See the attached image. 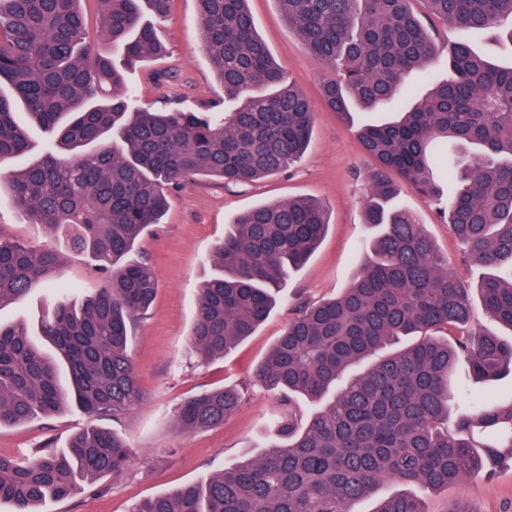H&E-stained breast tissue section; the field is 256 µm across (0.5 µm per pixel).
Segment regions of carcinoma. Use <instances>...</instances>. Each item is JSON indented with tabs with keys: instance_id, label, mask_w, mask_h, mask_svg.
<instances>
[{
	"instance_id": "cac0c4a2",
	"label": "carcinoma",
	"mask_w": 512,
	"mask_h": 512,
	"mask_svg": "<svg viewBox=\"0 0 512 512\" xmlns=\"http://www.w3.org/2000/svg\"><path fill=\"white\" fill-rule=\"evenodd\" d=\"M82 0H0V192L22 223L86 254L98 287L57 293L33 328L0 323V426L75 407L122 419L144 399L129 353L131 332L157 293L149 257H132L161 219L169 193L196 177L226 185L288 170L307 149L316 107L285 83L258 37L248 0H197L203 49L224 96L200 111L180 106L178 78L161 108L134 104L125 72L161 58L157 27L173 0H98L105 50L86 45ZM288 27L317 60L338 71L325 106L394 105L411 71L437 54L409 0H277ZM449 30L512 46V0H422ZM452 77L398 119L357 131L379 167L368 176L364 223L369 256L334 299L303 304L259 365L257 377L288 404L273 440L255 459L205 483L135 503L129 512H354L386 483L446 488L512 457V406L478 398L455 413L451 375L463 359L478 381L512 370V340L468 332L475 303L512 330V65L470 42L454 43ZM456 142L460 156L438 150ZM442 165L457 180L444 194ZM405 182L432 199L464 249L491 273L471 288L448 267L415 216L395 204ZM328 221L311 198L256 206L212 253L218 273L200 288L188 345L222 356L253 334L273 306L271 289L317 248ZM61 253L0 233V310L36 285H51ZM420 339L380 355L405 336ZM366 371H347L368 359ZM317 406L309 417L297 400ZM242 403L212 389L178 410L187 429L220 425ZM132 449L115 429L87 428L63 448L0 455V504L38 512L98 487L128 467ZM376 512H423L411 494H391Z\"/></svg>"
}]
</instances>
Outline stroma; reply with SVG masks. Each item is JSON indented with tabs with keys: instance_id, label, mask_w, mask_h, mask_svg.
I'll return each instance as SVG.
<instances>
[{
	"instance_id": "1",
	"label": "stroma",
	"mask_w": 512,
	"mask_h": 512,
	"mask_svg": "<svg viewBox=\"0 0 512 512\" xmlns=\"http://www.w3.org/2000/svg\"><path fill=\"white\" fill-rule=\"evenodd\" d=\"M249 9L286 81L319 105L321 87L336 79L335 69L305 50L277 0H249ZM160 37L167 54L127 75L140 102L162 105L164 90L154 83L159 70L177 73L185 107L197 109L219 98L220 86L202 50L197 0H173ZM386 118L379 111L356 112L345 122L319 105L311 144L291 170L229 187L217 178H197L171 192L163 223L152 227L140 242L142 253L152 259L158 285L153 305L130 338L144 401L117 424L69 408L0 427L2 455L31 456L48 444L62 447L91 426L116 427L134 450L124 474L104 478L97 490L47 502L42 512H129L140 500L206 482L218 469L261 455L262 444L271 436V421L283 406L277 394L257 382L256 370L297 305L340 295L366 260L372 231L362 222V209L373 163L364 156L356 130ZM300 197L317 200L326 211L329 225L319 247L282 283L273 310L252 336L206 361L192 354L187 333L199 287L216 273L210 260L215 245L241 213ZM397 203L424 225L434 246L447 255L459 275L474 285L483 280L486 269L463 262L458 241L431 201L403 184ZM453 381L459 404H466L474 393L497 405L512 404L511 373L478 384L460 362L454 367ZM222 386L237 388L244 395L239 410L223 424L194 431L178 424L177 412L186 399ZM409 492L420 499L425 512H449L460 502L467 512H512V461L490 478L471 476L442 489L413 486Z\"/></svg>"
}]
</instances>
